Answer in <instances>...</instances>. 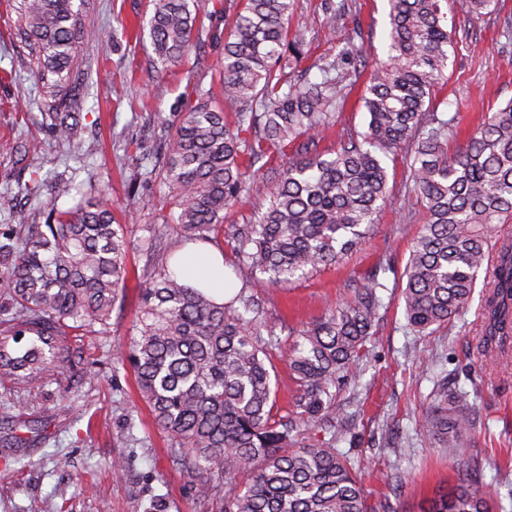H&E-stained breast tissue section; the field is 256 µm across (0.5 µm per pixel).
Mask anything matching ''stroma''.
Masks as SVG:
<instances>
[{"mask_svg":"<svg viewBox=\"0 0 512 512\" xmlns=\"http://www.w3.org/2000/svg\"><path fill=\"white\" fill-rule=\"evenodd\" d=\"M322 0H296L293 20L307 24L313 39L299 63L307 69L333 58L353 26H360L364 60L345 69L337 86L345 104L325 131L320 150L336 149L341 133L361 132L367 113L361 96L375 60L384 59L386 0H349L344 15L331 19ZM83 24L89 39L77 56L90 70L76 87L86 96L83 147L69 153L46 140L47 171L73 180L68 209L88 194V177L109 187L116 211L127 204L129 176L143 172L141 198L129 234L134 243L129 265L133 273L126 294L113 311L107 329L74 337L72 360L61 380L38 390L28 385L0 388V417L24 412L36 433L0 420V512H148L161 500L164 512H219L227 498L221 490L201 497L187 483L170 453V441L154 425L136 389L130 366L113 361L116 345L131 335L139 305L136 276L153 258L143 250L144 238H161L166 250L179 252L186 241L163 224L168 214L159 180L149 161L139 160L134 145L153 148L161 123L195 105L188 82L220 92L222 42L205 40L200 54L159 72L150 39L120 36L93 39V31L114 29L151 14L150 0H84ZM448 10L456 36L449 49L447 84L437 93L438 109L458 116L461 137H468L484 113L512 100V42L503 20L512 16V0H497L491 11L469 18L458 0ZM17 15L0 5V224L11 223V210L21 207L29 223H41L38 196L14 200L5 196L19 136L44 138L40 124L46 93L31 72L32 57L15 35ZM30 121L21 124L19 113ZM409 154L387 163L391 205L378 218L362 244L336 265L320 267L288 288L263 280L249 281L247 292L262 306L271 334L267 353L275 367L276 416L293 410L296 384L284 359L296 330L324 317L346 301L353 288L371 275L384 283L385 306L367 345L359 375L340 385L335 398V431L319 423L303 425L298 445H331L346 452L368 494L371 512H423L429 503L453 490L462 472H470L480 491L494 499L496 512H512V353L485 362L478 347L483 290L475 288L468 309L448 326L427 335L407 327L400 289L401 274L422 223L420 202L406 188ZM267 206L264 198L245 196L224 211L218 249L225 265L235 262L233 227L253 222ZM467 394L465 410L475 427L463 447V460L448 462L438 445L423 434L421 424L441 379ZM122 459L125 470L112 463Z\"/></svg>","mask_w":512,"mask_h":512,"instance_id":"obj_1","label":"stroma"}]
</instances>
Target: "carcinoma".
<instances>
[{
	"label": "carcinoma",
	"instance_id": "carcinoma-1",
	"mask_svg": "<svg viewBox=\"0 0 512 512\" xmlns=\"http://www.w3.org/2000/svg\"><path fill=\"white\" fill-rule=\"evenodd\" d=\"M148 32L156 60L177 66L201 43L196 26L204 0H151ZM494 0H461L480 18ZM387 60L373 69L363 96L362 133L347 134L331 153L317 137L340 105L332 72L363 55L351 45L319 66L320 80L301 85L288 77L307 45L308 29H290L293 0H214L213 16L232 11L224 38L221 102L187 86L197 103L175 115L161 135L154 171L173 193V231L190 241L213 242L224 209L244 195L269 197L252 224L234 226L241 278L264 276L285 286L321 265H334L357 248L387 205L385 160L414 146L409 193L420 198L421 225L402 276L407 325L431 333L467 308L484 276V356L496 361L512 338V240H493L512 221V100L485 116L457 144V115L432 107L445 80L455 26L448 0H386ZM17 35L33 46L34 76L50 99L42 125L59 144L79 149L83 99L68 89L76 49L85 37L75 0H17ZM293 145L272 188L250 170L272 147ZM17 160L37 158L42 144L20 140ZM72 180L53 177L41 202L42 224H0V386L47 385L64 375L69 337L109 325L123 298L131 243L104 190L62 210ZM372 275L353 299L298 331L287 353L297 384L296 416L276 420V393L264 349L263 311L248 295L216 302L186 284L166 259L143 270L136 334L128 359L141 400L173 443L172 452L194 490L207 496L252 469L225 512H368L350 459L331 446L294 447L299 422L333 426V389L353 376L383 306ZM465 395L443 385L422 423L456 463L474 428L461 412ZM422 512H491L468 475L451 494Z\"/></svg>",
	"mask_w": 512,
	"mask_h": 512
}]
</instances>
